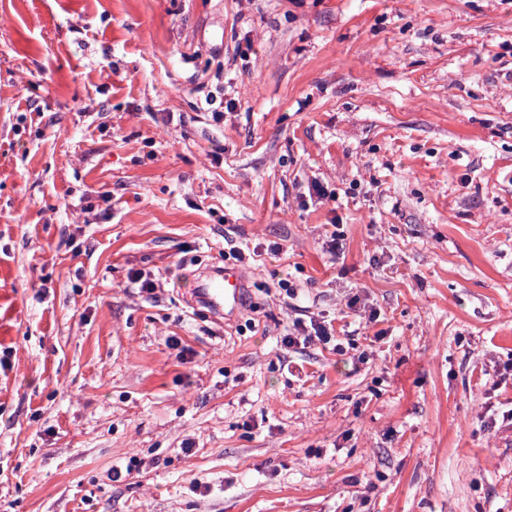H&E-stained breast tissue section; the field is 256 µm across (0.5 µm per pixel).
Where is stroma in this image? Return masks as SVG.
<instances>
[{"label":"stroma","instance_id":"stroma-1","mask_svg":"<svg viewBox=\"0 0 512 512\" xmlns=\"http://www.w3.org/2000/svg\"><path fill=\"white\" fill-rule=\"evenodd\" d=\"M511 362L512 0H0V512H512ZM248 283L242 272L228 263L214 265L199 272L193 279L190 293L197 306L206 308L215 317L234 313L243 304ZM335 330L331 323L325 321L309 320V323L301 319L294 320L292 328H288V334L283 342L288 348H297L311 343L319 342L327 344L333 338Z\"/></svg>","mask_w":512,"mask_h":512}]
</instances>
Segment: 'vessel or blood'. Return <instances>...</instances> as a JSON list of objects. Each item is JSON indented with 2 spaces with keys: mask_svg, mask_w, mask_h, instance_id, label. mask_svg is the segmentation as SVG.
I'll return each mask as SVG.
<instances>
[{
  "mask_svg": "<svg viewBox=\"0 0 512 512\" xmlns=\"http://www.w3.org/2000/svg\"><path fill=\"white\" fill-rule=\"evenodd\" d=\"M247 289L248 283L242 272L227 263L199 272L192 280L190 293L197 306L221 317L242 306Z\"/></svg>",
  "mask_w": 512,
  "mask_h": 512,
  "instance_id": "b4317fda",
  "label": "vessel or blood"
}]
</instances>
